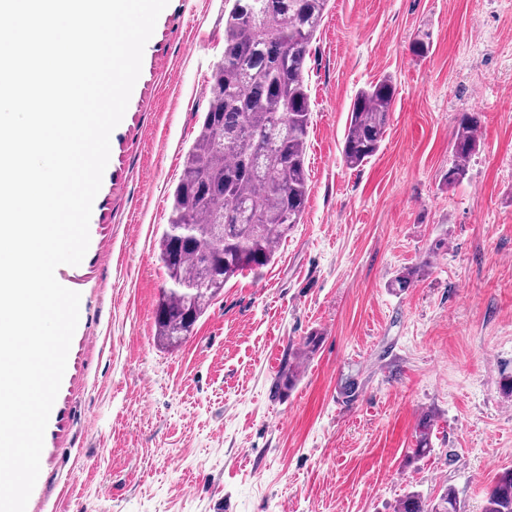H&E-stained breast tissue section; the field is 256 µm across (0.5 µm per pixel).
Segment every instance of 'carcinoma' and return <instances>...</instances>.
<instances>
[{"instance_id": "carcinoma-1", "label": "carcinoma", "mask_w": 512, "mask_h": 512, "mask_svg": "<svg viewBox=\"0 0 512 512\" xmlns=\"http://www.w3.org/2000/svg\"><path fill=\"white\" fill-rule=\"evenodd\" d=\"M329 2L232 0L224 12V56L213 68L207 109L160 238L169 287L155 324L164 345L189 336L231 278L268 266L303 219L312 113L305 64ZM394 98L389 79L357 91L342 148L347 167L376 155ZM479 123L476 113L459 118L450 186L464 178L479 147ZM433 431L427 413L415 431L414 456L431 453ZM397 512H461V506L447 488L429 503L409 492ZM482 512H512L511 469L498 475Z\"/></svg>"}]
</instances>
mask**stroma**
I'll use <instances>...</instances> for the list:
<instances>
[{
	"instance_id": "stroma-1",
	"label": "stroma",
	"mask_w": 512,
	"mask_h": 512,
	"mask_svg": "<svg viewBox=\"0 0 512 512\" xmlns=\"http://www.w3.org/2000/svg\"><path fill=\"white\" fill-rule=\"evenodd\" d=\"M224 5L170 0L160 14L88 251L56 270L80 316L26 512H395L408 492L447 488L482 512L512 469V0H331L306 62L303 221L164 347L158 239L224 52ZM385 77L381 147L348 168L354 96ZM471 111L480 147L450 187ZM405 268L413 283L392 292ZM426 412L433 450L417 458Z\"/></svg>"
}]
</instances>
